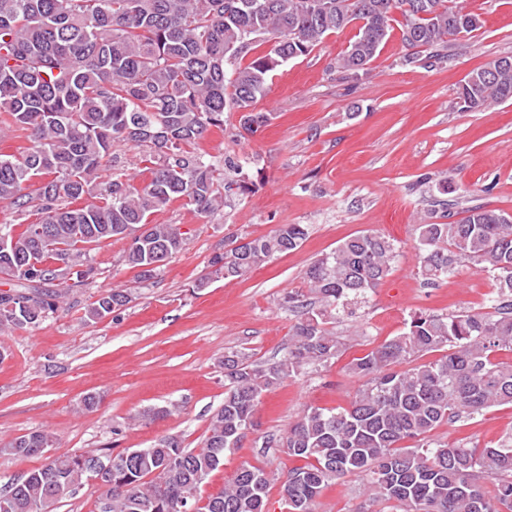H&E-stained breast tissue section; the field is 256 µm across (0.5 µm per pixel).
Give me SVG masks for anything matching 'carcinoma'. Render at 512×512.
I'll return each instance as SVG.
<instances>
[{
    "label": "carcinoma",
    "mask_w": 512,
    "mask_h": 512,
    "mask_svg": "<svg viewBox=\"0 0 512 512\" xmlns=\"http://www.w3.org/2000/svg\"><path fill=\"white\" fill-rule=\"evenodd\" d=\"M244 2L0 0L3 132L29 142L17 155L0 154V202L22 222L0 225V278L10 281L0 291V332L37 327L66 309L69 293L93 278L91 247L111 238L130 239L125 262L141 277L161 270L151 267L154 256L166 265L188 241L180 225L152 223L167 204L183 200L212 215L249 193L238 162H206L195 146L224 126L228 109L248 134L264 126L269 114L255 104L278 66L349 26L356 33L337 59L349 77L367 69L394 23L410 60L480 27L468 0H258L249 10ZM257 41L269 50L241 65ZM508 101L512 57H503L468 73L453 107ZM118 145L140 150L146 184L120 166ZM417 231L422 281L433 285L470 262L496 281L490 311L415 313L403 332L354 358L349 372L362 384L350 406L310 405L281 438L296 465L280 473L244 465L220 493L201 496L253 427L262 396L339 356L328 320L351 316L390 274L396 249L383 235H352L306 269V290L288 295L297 320L283 358L224 354V404L201 447L164 436L112 456L53 453L41 431L1 441V453L44 463L0 490V512H52L92 480L105 487L97 512H182L186 499L194 512H265L275 483L287 512H316L322 490L347 477L366 479L369 502L389 512L512 510V437L454 446L433 439L443 425L512 407V361L497 358L512 353V221L472 206L457 222L424 221ZM307 234L304 224H282L238 248L231 234L195 287L241 278ZM130 302L127 290L111 288L87 314L104 318Z\"/></svg>",
    "instance_id": "cac0c4a2"
}]
</instances>
